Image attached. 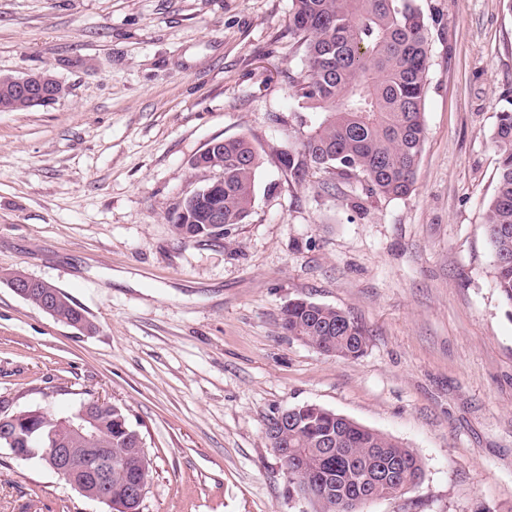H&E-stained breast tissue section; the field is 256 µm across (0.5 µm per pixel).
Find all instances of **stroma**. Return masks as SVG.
<instances>
[{
  "label": "stroma",
  "instance_id": "stroma-1",
  "mask_svg": "<svg viewBox=\"0 0 512 512\" xmlns=\"http://www.w3.org/2000/svg\"><path fill=\"white\" fill-rule=\"evenodd\" d=\"M415 4L426 140L413 192L388 198L281 161L314 120L293 88L292 0H0V74L66 89L0 112V408L124 407L153 460L143 512H313L265 438L304 403L421 458V481L361 512H512V308L484 225L512 8ZM238 137L260 157L250 216L182 242L168 216L214 177L195 158ZM11 272L68 293L94 331L23 300ZM297 299L363 326V355L289 336ZM0 512L112 510L0 449Z\"/></svg>",
  "mask_w": 512,
  "mask_h": 512
}]
</instances>
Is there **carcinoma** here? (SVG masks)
<instances>
[{"label": "carcinoma", "mask_w": 512, "mask_h": 512, "mask_svg": "<svg viewBox=\"0 0 512 512\" xmlns=\"http://www.w3.org/2000/svg\"><path fill=\"white\" fill-rule=\"evenodd\" d=\"M290 30L304 47L307 69L294 87L305 108L317 116L300 143L297 160L284 161L293 174L307 167L354 179L371 194L401 198L412 193L426 139L424 100L430 58L429 25L414 0H293ZM498 112L493 142L498 152L497 187L488 202L486 230L495 258L496 285L512 305V100ZM224 191L214 203L224 223H206L203 207L183 199L170 215L180 240L219 243L226 227L241 224L255 200L259 154L244 137L224 141ZM57 320L85 316L67 294L55 306ZM288 335L320 352L345 360L366 348L365 330L344 311L297 299L282 313ZM96 435L73 439L56 416L55 435L71 448H110L106 471L112 502L126 497L140 476L139 433L122 407L93 404ZM296 425L278 445L294 468L288 490L321 503L315 512H348L347 498L361 489L387 494L384 485L363 481L376 466L398 468L414 482L423 476L416 453L392 438L315 404L288 409Z\"/></svg>", "instance_id": "1"}]
</instances>
